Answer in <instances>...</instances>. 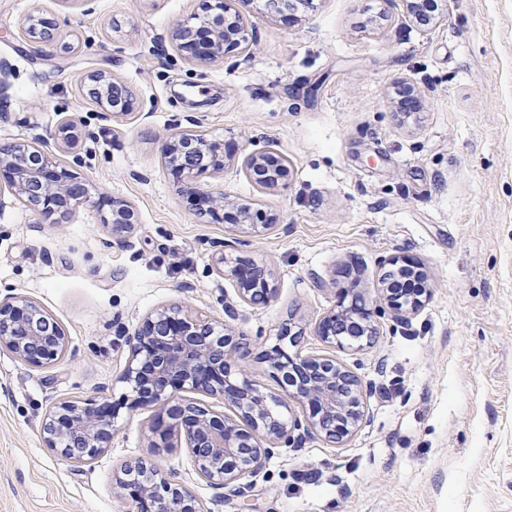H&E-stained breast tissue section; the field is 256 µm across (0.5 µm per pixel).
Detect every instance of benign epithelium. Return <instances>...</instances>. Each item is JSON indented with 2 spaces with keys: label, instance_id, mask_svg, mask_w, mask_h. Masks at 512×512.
<instances>
[{
  "label": "benign epithelium",
  "instance_id": "obj_1",
  "mask_svg": "<svg viewBox=\"0 0 512 512\" xmlns=\"http://www.w3.org/2000/svg\"><path fill=\"white\" fill-rule=\"evenodd\" d=\"M204 28L211 39L191 43L197 28L183 24L172 33L180 46L194 49L197 61L209 64L224 59L234 48L251 53L250 24L246 7L251 0H224L220 13H210L202 0ZM408 18L432 28L433 16L423 21L417 8L421 0H402ZM88 94L112 113H128L126 97L117 83L102 73L88 76ZM161 155L167 167L190 177L211 168H224V149L213 150L199 135L176 132L163 145ZM0 170L10 175L9 187L19 201L57 224L73 207L87 199L85 185L72 181L47 145L39 141L0 144ZM240 171L261 191L278 188L288 175L287 160L270 150H250L241 154ZM207 208L196 218H216L219 211L234 206L227 197L205 195ZM237 224L253 234L271 229L275 220L252 223L249 209L236 207ZM136 224L131 204L112 201V235L124 246L134 245ZM219 258L217 272L236 278L239 296L248 301L266 300L275 291L273 274L262 266L246 273L224 267ZM411 278L422 287L398 291L387 278L379 281L381 304L371 307L359 296L341 298L339 310L323 317L316 328L320 339L345 347L363 336L376 335V318L389 312L393 321L407 325L426 305L430 289L428 274L420 265L404 264ZM252 341L232 334L229 325L217 328L212 320L179 306L161 307L148 314L130 341V356L120 374V382L130 393L133 407L154 408L166 414L168 422L160 431V441L170 447L176 436L188 450L210 485L224 490L222 497H243L250 488L245 478L259 472L271 453V445H297L312 436L332 443L348 438L361 419L363 387L360 378L336 360L326 357L295 360L280 348L265 353L275 371L280 395L263 394L247 379L231 381L233 372L252 352ZM0 348L18 359L44 366L63 356L68 338L62 328L37 303L21 297L0 300ZM216 396L234 411L230 417L196 402H188L178 392ZM292 398L308 408V417L288 423L271 412L281 398ZM116 408L102 402L59 401L45 414L42 428L47 448L72 463H87L101 455L112 439ZM118 494L128 491L135 499L150 504L148 512H204L200 501L178 480L176 473L143 461L126 466L115 475Z\"/></svg>",
  "mask_w": 512,
  "mask_h": 512
}]
</instances>
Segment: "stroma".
<instances>
[{"instance_id":"35a3bbf8","label":"stroma","mask_w":512,"mask_h":512,"mask_svg":"<svg viewBox=\"0 0 512 512\" xmlns=\"http://www.w3.org/2000/svg\"><path fill=\"white\" fill-rule=\"evenodd\" d=\"M440 24H412L402 0H308L288 15L265 0L247 11L250 60L206 66L171 41L202 17L201 0H0V143L30 141L72 120L78 140H52L92 200L49 223L19 201L0 208V299L29 298L69 339L33 367L0 349V512H137L112 475L142 460L173 471L205 512H512V0H437ZM46 33L30 42V16ZM104 71L126 89L124 116L91 100ZM424 92L398 114V81ZM190 130L240 153L283 154L290 174L261 192L228 160L185 183L161 159ZM206 191L274 215L248 237L194 212ZM136 211L135 245L113 239L112 200ZM271 269L266 302L240 301L219 276L217 244ZM420 261L431 297L409 326L377 320L360 346L333 347L314 327L344 291L379 302L382 262ZM255 340L245 375L278 390L261 350L331 356L367 391L346 442L274 449L247 497L223 499L186 449L156 448L153 410L121 406L110 448L74 464L45 447L52 402L119 403L129 338L164 305ZM294 320L298 344L280 340Z\"/></svg>"}]
</instances>
